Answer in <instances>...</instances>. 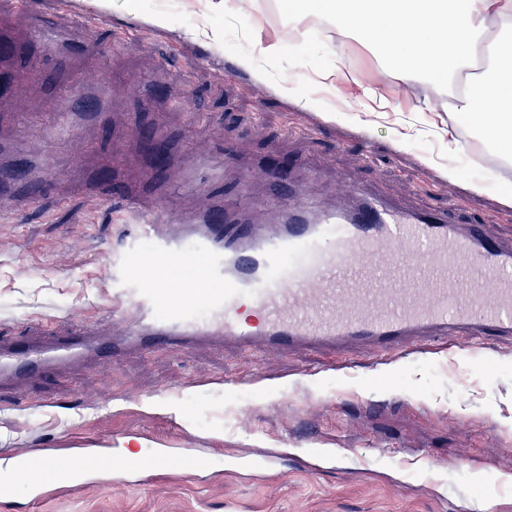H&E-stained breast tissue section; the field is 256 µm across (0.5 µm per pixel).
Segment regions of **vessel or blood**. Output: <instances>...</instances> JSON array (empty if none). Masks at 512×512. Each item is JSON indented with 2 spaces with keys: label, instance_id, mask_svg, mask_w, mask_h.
Here are the masks:
<instances>
[{
  "label": "vessel or blood",
  "instance_id": "obj_1",
  "mask_svg": "<svg viewBox=\"0 0 512 512\" xmlns=\"http://www.w3.org/2000/svg\"><path fill=\"white\" fill-rule=\"evenodd\" d=\"M123 207L136 218L129 238L142 286L113 298L112 350L180 352L199 340L221 339L270 352L361 343L411 355L424 337L469 336L484 350L512 338V246L447 213H408L372 195L332 210L287 204L271 224L252 220L243 199L221 217L162 219L133 195ZM144 240L151 253L139 251ZM154 254L178 267L204 258L207 288L168 287L154 271ZM95 350L81 324L62 326L29 343L0 346V377H21ZM166 458L158 450L149 458L117 460L82 448L67 457L49 487L32 479L46 467V452L18 454L15 469L29 476L30 498L41 502L53 491L83 488L85 476L97 473L155 480Z\"/></svg>",
  "mask_w": 512,
  "mask_h": 512
}]
</instances>
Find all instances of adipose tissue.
Here are the masks:
<instances>
[{
	"mask_svg": "<svg viewBox=\"0 0 512 512\" xmlns=\"http://www.w3.org/2000/svg\"><path fill=\"white\" fill-rule=\"evenodd\" d=\"M289 17L323 16L339 34H361L400 64L403 81L465 77L456 113L484 142L512 153V0H286Z\"/></svg>",
	"mask_w": 512,
	"mask_h": 512,
	"instance_id": "ef3b65f1",
	"label": "adipose tissue"
}]
</instances>
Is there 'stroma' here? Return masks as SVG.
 Listing matches in <instances>:
<instances>
[{
  "label": "stroma",
  "mask_w": 512,
  "mask_h": 512,
  "mask_svg": "<svg viewBox=\"0 0 512 512\" xmlns=\"http://www.w3.org/2000/svg\"><path fill=\"white\" fill-rule=\"evenodd\" d=\"M246 9L254 21L237 50V15H213L209 0H0V44L16 49L0 57L15 74L0 88V145L35 190L0 198L1 344L21 322L74 319L109 343L112 292L140 277L114 211L124 192L162 215L245 195L264 218L273 156L293 162L291 181L320 207L357 185L407 212L454 205L460 223L512 242L498 189L512 165L449 120L448 96L423 78L403 86L366 41L326 54L332 29L291 21L279 0ZM36 22L76 53L23 45ZM260 38L280 40L282 55L245 64ZM328 69L339 78L324 80ZM284 76L314 110L283 93ZM79 78L110 84L108 117L57 137L53 113ZM423 95L434 107L415 111ZM83 437L115 455L195 448L217 463L202 477L171 466L149 486L90 484L40 503L20 483L0 512H512V339L384 361L361 345L338 355L204 341L0 380V475L15 452L59 459ZM280 449L268 480L225 464ZM309 457L318 469L303 467Z\"/></svg>",
  "instance_id": "stroma-1"
}]
</instances>
